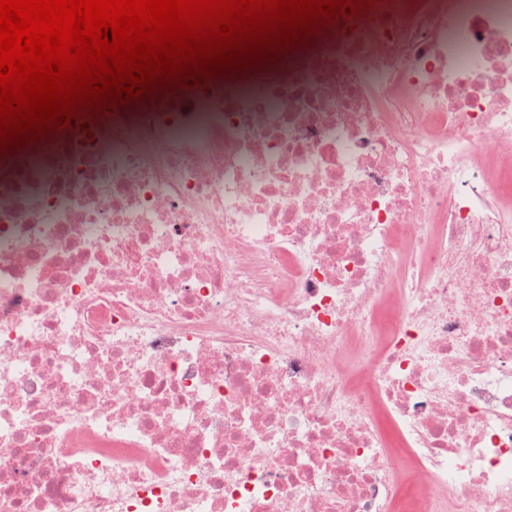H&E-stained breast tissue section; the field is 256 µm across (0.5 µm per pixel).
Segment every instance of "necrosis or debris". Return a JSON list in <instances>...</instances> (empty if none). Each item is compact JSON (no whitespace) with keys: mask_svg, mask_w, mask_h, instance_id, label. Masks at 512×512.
<instances>
[{"mask_svg":"<svg viewBox=\"0 0 512 512\" xmlns=\"http://www.w3.org/2000/svg\"><path fill=\"white\" fill-rule=\"evenodd\" d=\"M0 512H512V0L0 158Z\"/></svg>","mask_w":512,"mask_h":512,"instance_id":"1","label":"necrosis or debris"}]
</instances>
